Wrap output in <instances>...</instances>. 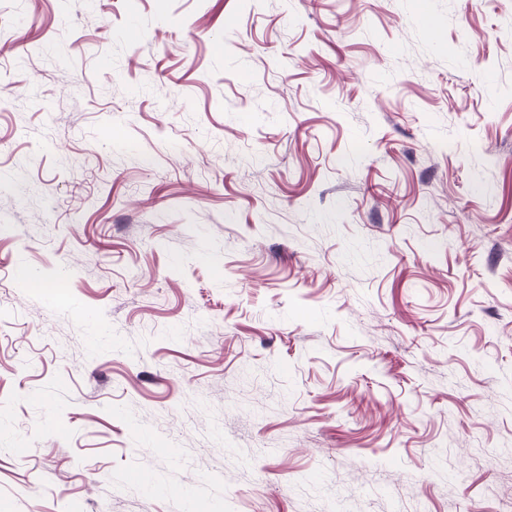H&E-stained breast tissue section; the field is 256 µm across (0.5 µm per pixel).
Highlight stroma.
Wrapping results in <instances>:
<instances>
[{
  "instance_id": "1",
  "label": "stroma",
  "mask_w": 512,
  "mask_h": 512,
  "mask_svg": "<svg viewBox=\"0 0 512 512\" xmlns=\"http://www.w3.org/2000/svg\"><path fill=\"white\" fill-rule=\"evenodd\" d=\"M133 472L512 496V0H0V512Z\"/></svg>"
}]
</instances>
